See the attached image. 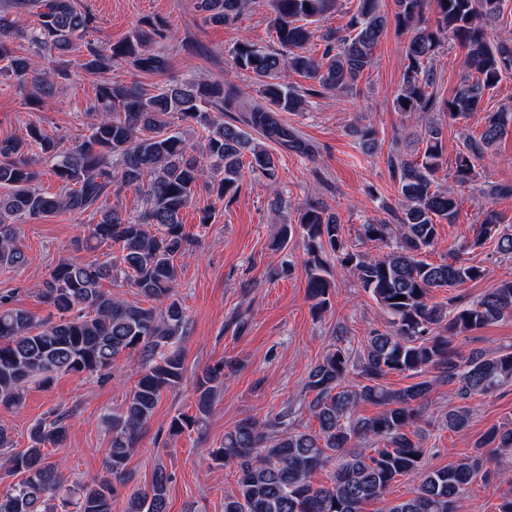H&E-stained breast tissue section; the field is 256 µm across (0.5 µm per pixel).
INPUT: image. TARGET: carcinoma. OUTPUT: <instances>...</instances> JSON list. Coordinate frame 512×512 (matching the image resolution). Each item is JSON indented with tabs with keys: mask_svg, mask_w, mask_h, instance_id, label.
I'll return each mask as SVG.
<instances>
[{
	"mask_svg": "<svg viewBox=\"0 0 512 512\" xmlns=\"http://www.w3.org/2000/svg\"><path fill=\"white\" fill-rule=\"evenodd\" d=\"M397 29L410 33L407 65L394 104L398 111L425 122L417 157L389 158L397 181L396 206L386 205L389 220L361 225V235L389 248L375 258L350 247L336 214L314 203L297 209L298 219L282 225L277 242L285 251L297 235L304 246L306 294L314 313L331 304L336 282L331 268L355 277L390 316L384 330L374 329L362 350L344 333L307 372L299 397L273 415L246 417L224 432L213 460L236 469L234 491L224 496V512H362V505L381 497L398 476L418 481L413 495L390 505L386 512H455L469 485L488 476L487 466L512 455V426H494L475 443L474 454L458 463L425 470L421 434L413 426L436 386L448 388L456 404L443 422L452 431L469 427L477 396H490L512 385V351L473 347L463 354L454 338L512 318V278L501 279L475 302L458 305L432 301L436 288L477 281L486 269L469 264L454 249L451 260L432 263L425 253L437 245L438 225L452 224L457 215L453 193L439 185L445 164L441 124L428 114L452 121L478 111L485 92L512 75V33L493 41L488 28L504 17L508 0H395ZM255 0H195L206 23L232 24ZM271 25L279 48L265 50L241 40L232 51L234 65L253 75L261 99L249 104L219 80H187L153 90L133 79L118 82L106 74L125 64L133 75L159 74L168 69L167 43L174 35L146 20L128 39L104 51L85 44L81 68L100 77L96 121L90 134L69 145L51 138L34 124L27 139H0V267H21L30 261L18 242L16 225L34 224L59 212L100 215L88 225L85 247H116L106 262L63 259L42 283L40 294L55 315L35 320L14 304L15 293L0 295V409L16 410L25 400L27 384L51 383L59 373H86L105 378L121 353L140 355L143 370L121 413L107 419L112 432L104 466L108 478L65 484L58 467L47 462V447L62 444L64 416L40 422L31 430L32 444L0 461L12 478L0 492V512H112V500L125 486L128 461L143 429L153 417L163 392L180 386L185 375L179 342L188 318L177 297V258L197 240L184 231L181 212L200 185L215 199L235 198L243 168L277 178V160L266 145L240 127L224 122V113L242 112L241 122L261 137L301 157L314 146L286 124L283 112H301L306 97L328 92L348 94L374 64V51L388 32L389 17L379 0H357L348 33L328 31L320 54L309 49L315 37L310 26L326 19L335 0H268ZM433 6L435 21L425 18ZM35 17L29 39L42 54H61L73 39L93 28L94 16L75 0H5L0 6V74L29 91L33 105L69 79L65 68L38 71L14 55L11 40L23 34L25 15ZM466 52L467 73L450 98L434 92L436 58L446 42ZM290 73L310 81L299 91L284 82ZM479 136L465 141L455 159L452 177L460 186L476 182L475 162L485 158L512 134V108L483 117ZM202 132L200 146L189 143L175 122ZM40 151L41 157L31 153ZM53 162L60 192L45 195L36 187L41 158ZM131 188L142 198V209L126 217L112 208L99 211V201L112 189ZM512 255V231L498 214L486 210L478 233L466 248L486 244ZM124 281L151 301L143 306L112 297L106 282ZM401 300H395V297ZM219 360L196 378V415L179 414L170 430L179 433L202 426L212 410L213 393L224 383ZM391 373L430 379L392 390L382 384ZM364 403L380 407L366 417ZM318 428L303 425L304 415ZM333 467L331 483L312 484V475ZM170 475L155 469L149 488L130 495L127 512H168Z\"/></svg>",
	"mask_w": 512,
	"mask_h": 512,
	"instance_id": "carcinoma-1",
	"label": "carcinoma"
}]
</instances>
